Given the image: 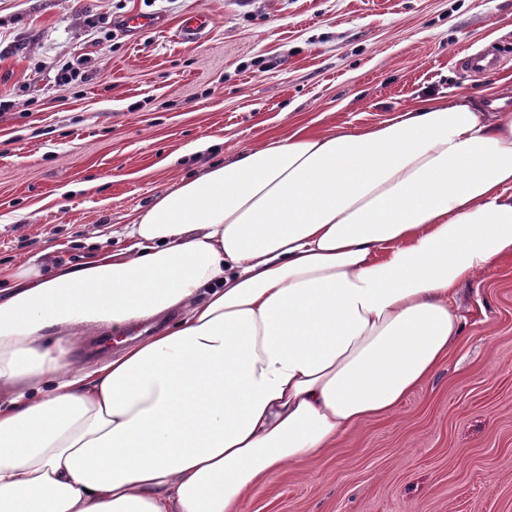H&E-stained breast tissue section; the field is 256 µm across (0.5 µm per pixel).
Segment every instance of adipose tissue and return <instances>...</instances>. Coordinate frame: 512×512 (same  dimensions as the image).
I'll return each instance as SVG.
<instances>
[{
	"label": "adipose tissue",
	"mask_w": 512,
	"mask_h": 512,
	"mask_svg": "<svg viewBox=\"0 0 512 512\" xmlns=\"http://www.w3.org/2000/svg\"><path fill=\"white\" fill-rule=\"evenodd\" d=\"M125 237L0 270V512H244L392 415L460 340V287L512 256V106L451 94L270 137ZM96 334L126 342L77 368Z\"/></svg>",
	"instance_id": "obj_1"
}]
</instances>
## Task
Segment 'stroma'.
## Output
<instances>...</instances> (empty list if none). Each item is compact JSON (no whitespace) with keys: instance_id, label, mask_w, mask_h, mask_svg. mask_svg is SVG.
Masks as SVG:
<instances>
[{"instance_id":"obj_1","label":"stroma","mask_w":512,"mask_h":512,"mask_svg":"<svg viewBox=\"0 0 512 512\" xmlns=\"http://www.w3.org/2000/svg\"><path fill=\"white\" fill-rule=\"evenodd\" d=\"M132 13L162 26L128 34ZM200 13L208 30L179 39ZM483 51L495 69L461 68ZM491 80L512 92V0H0V267L121 248L157 194L271 136ZM457 304L464 335L430 380L268 478L246 512H512V257Z\"/></svg>"}]
</instances>
